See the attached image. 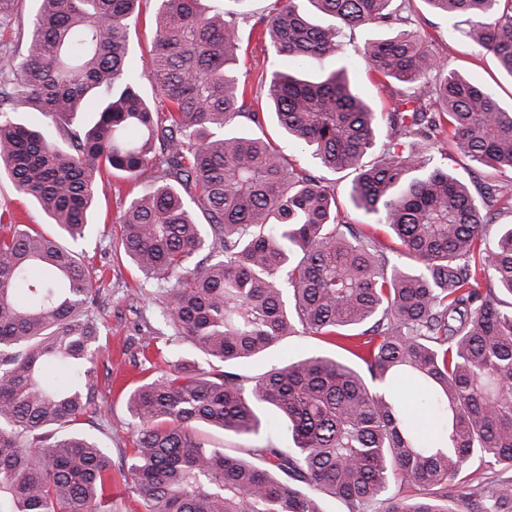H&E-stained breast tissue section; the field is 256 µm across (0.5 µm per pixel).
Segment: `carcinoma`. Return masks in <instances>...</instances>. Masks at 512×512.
<instances>
[{
    "label": "carcinoma",
    "instance_id": "cac0c4a2",
    "mask_svg": "<svg viewBox=\"0 0 512 512\" xmlns=\"http://www.w3.org/2000/svg\"><path fill=\"white\" fill-rule=\"evenodd\" d=\"M139 2L38 0L25 40L0 57V86L50 120L32 128L0 107V174L59 229L12 223L0 234V512H112V457L76 428L97 409L93 280L63 243L83 236L103 171L150 174L119 249L206 359L180 355L128 396L138 423L128 467L145 512H326L325 492L347 512H463L468 500L512 512V475L459 480L477 461L512 471V224L492 231L512 192V108L441 72L411 0H270L252 28L288 60L268 82L271 115L317 175L252 130L265 115L246 103L241 16L228 7L244 0L208 15L197 0H159L153 49L135 70ZM425 2L466 18V35L512 78V0ZM314 10L335 23H313ZM359 26L386 31L359 49L378 84L411 89L371 164L378 116L352 89L343 40ZM323 58L341 65L298 72ZM142 80L159 106L137 91ZM92 95L95 122L74 124ZM448 139L500 179L476 197L417 150ZM326 172L353 175L350 201L374 223L340 222ZM389 251L410 263L389 264ZM304 334L357 365L315 355L236 372ZM403 381L421 390L436 435L394 394ZM267 409L291 425L293 446L267 438L243 457L194 431L257 436L271 427ZM394 478L417 493L392 492Z\"/></svg>",
    "mask_w": 512,
    "mask_h": 512
}]
</instances>
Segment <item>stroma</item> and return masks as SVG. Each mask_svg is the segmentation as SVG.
Returning a JSON list of instances; mask_svg holds the SVG:
<instances>
[{
    "mask_svg": "<svg viewBox=\"0 0 512 512\" xmlns=\"http://www.w3.org/2000/svg\"><path fill=\"white\" fill-rule=\"evenodd\" d=\"M414 17L427 41L438 51L448 71L490 87L504 107L512 106V77L498 70L493 56L465 35L463 19L429 12L423 0H411ZM157 0H141L139 18L129 32L132 63H140L151 48ZM271 48L257 38L243 39L239 50V77L252 98H264L262 75L270 73ZM149 176L119 180L107 177L96 197L90 224L83 237L68 240L94 277L96 301L89 316L98 331L94 354L98 374L99 411L81 419L79 429L106 444L112 455V512H144L142 499L128 472V457L137 424L127 408V395L148 379L168 369L169 352L190 358L200 353L178 337L159 316L152 288L119 251L120 224L130 201L142 194ZM18 215L22 224L42 232L51 226L39 206L17 193L12 181L0 176V212Z\"/></svg>",
    "mask_w": 512,
    "mask_h": 512,
    "instance_id": "stroma-1",
    "label": "stroma"
}]
</instances>
